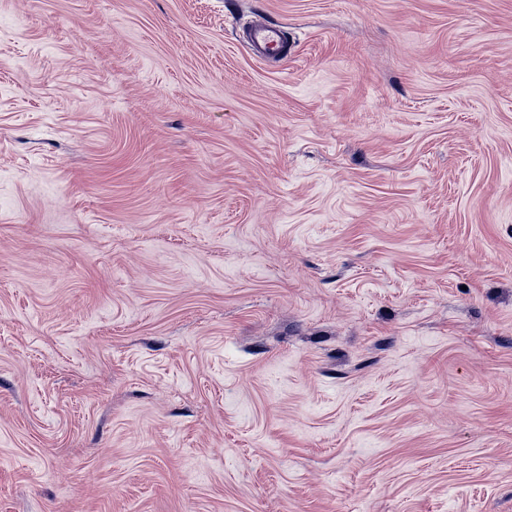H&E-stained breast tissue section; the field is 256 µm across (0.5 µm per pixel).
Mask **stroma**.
Here are the masks:
<instances>
[{
	"instance_id": "obj_1",
	"label": "stroma",
	"mask_w": 512,
	"mask_h": 512,
	"mask_svg": "<svg viewBox=\"0 0 512 512\" xmlns=\"http://www.w3.org/2000/svg\"><path fill=\"white\" fill-rule=\"evenodd\" d=\"M0 512H512V0H0ZM248 44L263 61L279 60L288 55L283 28L273 23H256L247 33Z\"/></svg>"
}]
</instances>
